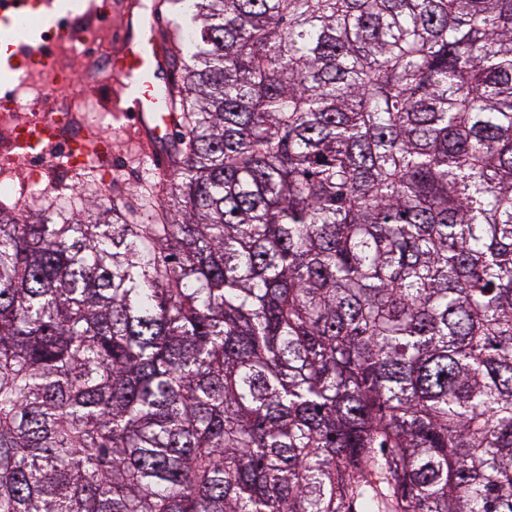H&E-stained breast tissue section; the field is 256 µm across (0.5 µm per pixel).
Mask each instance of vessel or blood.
Listing matches in <instances>:
<instances>
[{
  "label": "vessel or blood",
  "instance_id": "1",
  "mask_svg": "<svg viewBox=\"0 0 512 512\" xmlns=\"http://www.w3.org/2000/svg\"><path fill=\"white\" fill-rule=\"evenodd\" d=\"M56 2L41 0L42 9L36 15L35 25L21 32L13 22L16 0H0V75L28 82L53 73L54 48L85 36L81 27L56 25ZM119 10L123 40L112 59V75L118 79L121 91L107 109L120 120V132L135 131L151 150L157 173L162 176L166 173L165 156L156 147L169 141L175 127L174 88L178 74L172 66L173 47L161 33L159 13L133 14L130 0H122ZM29 109L31 118L19 125L18 150L35 144L46 151L58 150L61 158L72 163L111 154V142L96 137V124L83 123L63 140L59 137V122L41 114L39 102H32Z\"/></svg>",
  "mask_w": 512,
  "mask_h": 512
}]
</instances>
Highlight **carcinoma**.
Here are the masks:
<instances>
[{"label":"carcinoma","instance_id":"obj_1","mask_svg":"<svg viewBox=\"0 0 512 512\" xmlns=\"http://www.w3.org/2000/svg\"><path fill=\"white\" fill-rule=\"evenodd\" d=\"M166 201L0 204V512H512V0H175Z\"/></svg>","mask_w":512,"mask_h":512}]
</instances>
